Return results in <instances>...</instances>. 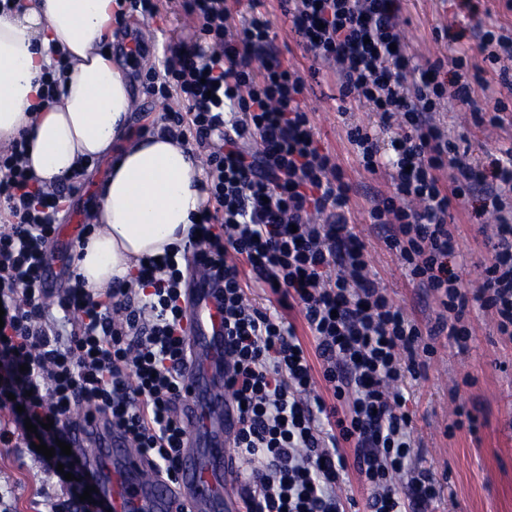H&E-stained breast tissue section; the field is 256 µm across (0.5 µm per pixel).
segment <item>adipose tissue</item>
<instances>
[{
    "mask_svg": "<svg viewBox=\"0 0 512 512\" xmlns=\"http://www.w3.org/2000/svg\"><path fill=\"white\" fill-rule=\"evenodd\" d=\"M114 0H17L0 10V140L26 134L39 185L86 161L111 159L100 187L98 228L76 251L89 288L136 275L144 256L184 247L207 197L195 152L168 132L126 134L133 110L129 69L107 53ZM64 57L56 102L42 79Z\"/></svg>",
    "mask_w": 512,
    "mask_h": 512,
    "instance_id": "obj_1",
    "label": "adipose tissue"
}]
</instances>
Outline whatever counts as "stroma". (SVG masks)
Segmentation results:
<instances>
[{"mask_svg": "<svg viewBox=\"0 0 512 512\" xmlns=\"http://www.w3.org/2000/svg\"><path fill=\"white\" fill-rule=\"evenodd\" d=\"M122 11V18L114 24L111 48L115 55L133 61L136 107L128 129L139 136L160 125L166 108L183 109L178 97L164 103L150 94L144 74L164 42L191 40L196 23L184 12L180 0H158L157 15L151 19L127 5ZM480 21L511 24L512 13L505 11L501 0H470L466 8L460 7L459 0H406L401 28L411 53L423 65L452 55L461 42L477 49L476 24ZM305 100L314 114L323 147L335 154L351 185L350 222L382 286L410 316L427 320L435 307L433 300L408 281L396 254L384 245L383 230L368 221V199L374 192L392 189L386 177L363 171L346 138L349 125L369 122V110L341 103L333 78L323 73L307 78ZM442 119L448 129L465 135L475 156L485 157L512 143V111L503 128L486 129L474 125L469 107L454 100L445 105ZM109 166L106 159L93 162L69 196L55 243V293H62L66 286L63 263L74 260L78 245L70 226L92 213ZM483 206L482 196L476 194L469 204L456 203L450 209L449 222L462 252L450 266L467 288L478 287L481 265L491 256L481 232ZM472 325L469 350L461 353L447 341H440L436 357L412 387L409 407L414 434L424 443L422 464L436 475H447L452 490L451 496L435 502L430 512H512V340L498 336L486 314L473 313ZM458 403L475 409L477 433L462 429L446 435L445 427L452 422ZM60 495L55 478L49 477L25 449L0 447V512H36L38 503Z\"/></svg>", "mask_w": 512, "mask_h": 512, "instance_id": "stroma-1", "label": "stroma"}]
</instances>
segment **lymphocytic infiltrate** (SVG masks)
<instances>
[{
  "label": "lymphocytic infiltrate",
  "mask_w": 512,
  "mask_h": 512,
  "mask_svg": "<svg viewBox=\"0 0 512 512\" xmlns=\"http://www.w3.org/2000/svg\"><path fill=\"white\" fill-rule=\"evenodd\" d=\"M260 6L250 0L235 25L226 0H183L199 23L195 42L165 44L145 73L152 95L188 101L187 112L165 113L167 130L193 132L205 157L208 200L189 249L102 294L69 271L52 298L43 277L77 180L36 187L26 137L0 149V203L11 217L0 228V443L71 442L75 412L87 408L107 414L153 473L175 483L190 360L185 291L199 266L224 306V388L245 512H351L341 486L352 473L368 491L366 512H426L442 484L420 464L403 388L439 337L468 351L473 311L512 338V147L476 158L436 114L455 99L471 106L475 124L502 126V97L476 78L489 67L512 82V26L478 24L479 57L460 49L421 66L399 26L403 0L283 5L304 55L334 74L339 100L379 117L350 127L347 140L360 166L393 186L370 199L368 219L392 226L388 249L434 299L423 326L381 286L353 232L351 187L317 139L305 79ZM477 90L486 107L475 106ZM480 186L493 207L492 255L468 291L448 267L458 254L448 218ZM253 288L272 309L250 303ZM319 381L326 395L315 393ZM33 458L56 477L69 512H107L108 503L82 499L96 477L80 450Z\"/></svg>",
  "instance_id": "obj_1"
}]
</instances>
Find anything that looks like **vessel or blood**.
I'll return each instance as SVG.
<instances>
[{
    "mask_svg": "<svg viewBox=\"0 0 512 512\" xmlns=\"http://www.w3.org/2000/svg\"><path fill=\"white\" fill-rule=\"evenodd\" d=\"M202 269L192 273L188 314L192 321V365L187 376L183 417L187 438L177 486L156 477L124 434L103 417L83 423L75 434L89 446L88 467L97 475L101 499L113 512H237L229 488L233 461L226 450L231 434L224 403V314Z\"/></svg>",
    "mask_w": 512,
    "mask_h": 512,
    "instance_id": "1",
    "label": "vessel or blood"
}]
</instances>
